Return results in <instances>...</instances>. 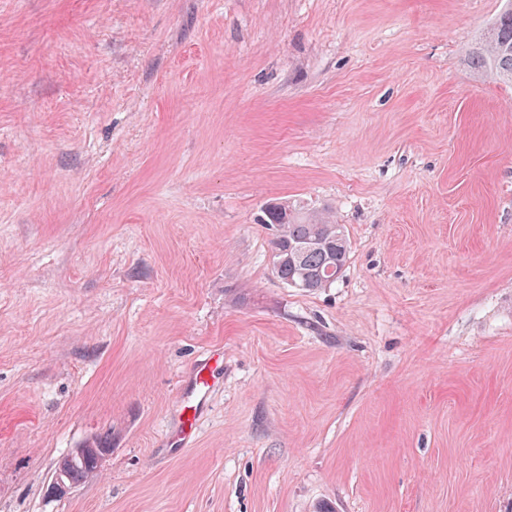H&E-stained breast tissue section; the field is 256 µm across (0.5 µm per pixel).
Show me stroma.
Returning a JSON list of instances; mask_svg holds the SVG:
<instances>
[{
	"label": "stroma",
	"mask_w": 512,
	"mask_h": 512,
	"mask_svg": "<svg viewBox=\"0 0 512 512\" xmlns=\"http://www.w3.org/2000/svg\"><path fill=\"white\" fill-rule=\"evenodd\" d=\"M501 8L0 0V512H512ZM275 199L342 225L336 283L275 277ZM470 59L475 72L512 84L511 0H505L502 11L487 28ZM216 354H210L193 369L189 384L183 392L184 419L180 417L179 428L176 434L171 437L170 447L181 448L188 445L197 436L198 432V411L204 405L207 394L219 379L218 358ZM214 360L215 363H211ZM106 444L99 443L91 446L81 457H72V451L63 456L55 465V472L52 476L51 482L48 485V492L52 496H61L68 492L70 486L65 481L66 475L59 471H65L68 475L70 485H77L92 478L100 468L101 455L100 448L105 447Z\"/></svg>",
	"instance_id": "obj_1"
}]
</instances>
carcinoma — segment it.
<instances>
[{
  "instance_id": "cac0c4a2",
  "label": "carcinoma",
  "mask_w": 512,
  "mask_h": 512,
  "mask_svg": "<svg viewBox=\"0 0 512 512\" xmlns=\"http://www.w3.org/2000/svg\"><path fill=\"white\" fill-rule=\"evenodd\" d=\"M470 59L474 71L512 84V0H505ZM262 219L274 231L272 250L279 252L280 263L273 273L282 283L295 281L313 291L336 281L348 257V241L340 225L286 202L267 204ZM102 447V443L91 446L80 458L68 453L55 470L66 472L73 486L84 482L99 471Z\"/></svg>"
}]
</instances>
